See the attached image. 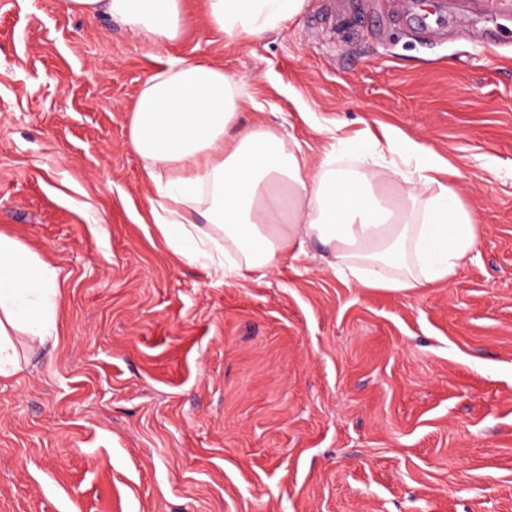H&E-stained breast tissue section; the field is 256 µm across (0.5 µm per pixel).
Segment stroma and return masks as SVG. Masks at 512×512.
<instances>
[{
	"label": "stroma",
	"instance_id": "stroma-1",
	"mask_svg": "<svg viewBox=\"0 0 512 512\" xmlns=\"http://www.w3.org/2000/svg\"><path fill=\"white\" fill-rule=\"evenodd\" d=\"M166 47L62 0H0V234L59 271L58 343L0 379V512H512V15L307 0L234 41L186 0ZM246 79L318 161L385 125L452 170L481 226L450 285L356 287L320 245L265 277L189 265L151 216L129 110L168 60Z\"/></svg>",
	"mask_w": 512,
	"mask_h": 512
}]
</instances>
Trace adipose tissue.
Wrapping results in <instances>:
<instances>
[{
	"label": "adipose tissue",
	"instance_id": "1",
	"mask_svg": "<svg viewBox=\"0 0 512 512\" xmlns=\"http://www.w3.org/2000/svg\"><path fill=\"white\" fill-rule=\"evenodd\" d=\"M306 0H205L211 25L252 41L281 30ZM68 12L120 20L162 47L187 23L183 0H64ZM242 76L173 59L142 84L129 145L160 189L153 215L189 264L225 279L264 277L319 243L334 274L361 288L420 293L454 281L477 248L480 226L441 176L440 158L386 129L339 139L317 164L262 124L240 123ZM58 271L0 234V378L21 369L15 333L56 336Z\"/></svg>",
	"mask_w": 512,
	"mask_h": 512
}]
</instances>
